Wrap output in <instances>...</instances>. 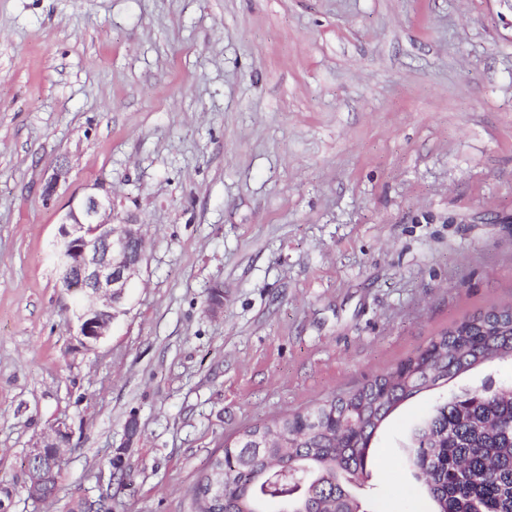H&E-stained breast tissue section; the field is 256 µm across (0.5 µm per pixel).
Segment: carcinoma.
I'll return each mask as SVG.
<instances>
[{
    "label": "carcinoma",
    "mask_w": 512,
    "mask_h": 512,
    "mask_svg": "<svg viewBox=\"0 0 512 512\" xmlns=\"http://www.w3.org/2000/svg\"><path fill=\"white\" fill-rule=\"evenodd\" d=\"M512 360V303L464 317L360 386L246 428L224 443L219 512H370L371 443L403 402L463 372ZM404 469L429 512H512V389H463L411 426Z\"/></svg>",
    "instance_id": "carcinoma-1"
}]
</instances>
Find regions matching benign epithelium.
I'll return each mask as SVG.
<instances>
[{"label":"benign epithelium","mask_w":512,"mask_h":512,"mask_svg":"<svg viewBox=\"0 0 512 512\" xmlns=\"http://www.w3.org/2000/svg\"><path fill=\"white\" fill-rule=\"evenodd\" d=\"M112 211V198L102 188L70 204L61 217L54 248L60 281L72 299L81 344L88 350L108 336L122 313L126 288L144 256L141 224L131 216L116 224ZM138 432L137 418H129L123 446L114 450L113 462L125 463L124 449ZM70 439L67 424L58 421L30 446L26 454L29 498L45 499L50 473L39 462H51L54 470L62 467Z\"/></svg>","instance_id":"benign-epithelium-1"}]
</instances>
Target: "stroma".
I'll return each instance as SVG.
<instances>
[{"label":"stroma","mask_w":512,"mask_h":512,"mask_svg":"<svg viewBox=\"0 0 512 512\" xmlns=\"http://www.w3.org/2000/svg\"><path fill=\"white\" fill-rule=\"evenodd\" d=\"M98 186L116 215L137 216L146 253L126 314L86 351L53 241ZM511 301L501 0H0L7 512H70L87 497L187 512L238 431ZM481 386L511 388L512 363L448 384ZM439 396L405 401L377 434L372 512H428L399 459ZM60 419L72 436L58 491L35 501L26 452Z\"/></svg>","instance_id":"1"}]
</instances>
